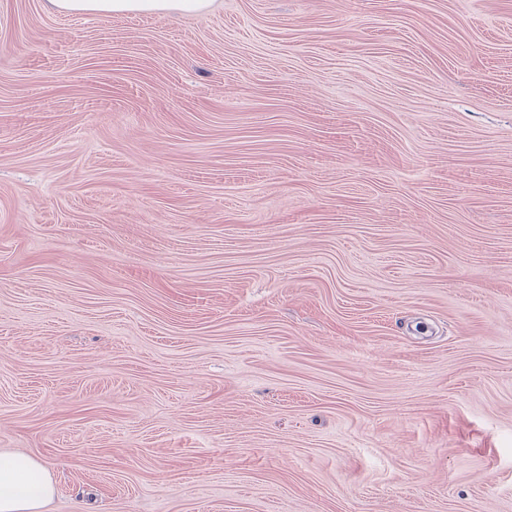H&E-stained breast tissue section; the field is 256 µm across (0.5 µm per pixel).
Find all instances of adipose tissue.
I'll use <instances>...</instances> for the list:
<instances>
[{
  "label": "adipose tissue",
  "mask_w": 512,
  "mask_h": 512,
  "mask_svg": "<svg viewBox=\"0 0 512 512\" xmlns=\"http://www.w3.org/2000/svg\"><path fill=\"white\" fill-rule=\"evenodd\" d=\"M51 11L102 17L206 12L212 0H48ZM56 488L46 468L18 451H0V512H43Z\"/></svg>",
  "instance_id": "obj_1"
}]
</instances>
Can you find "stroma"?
I'll use <instances>...</instances> for the list:
<instances>
[{"mask_svg":"<svg viewBox=\"0 0 512 512\" xmlns=\"http://www.w3.org/2000/svg\"><path fill=\"white\" fill-rule=\"evenodd\" d=\"M0 450L44 512H512V0H0ZM213 0H48L51 11L62 14H91L102 17L134 13L203 14ZM55 493L42 464L18 451H0V512H44Z\"/></svg>","mask_w":512,"mask_h":512,"instance_id":"obj_1","label":"stroma"}]
</instances>
